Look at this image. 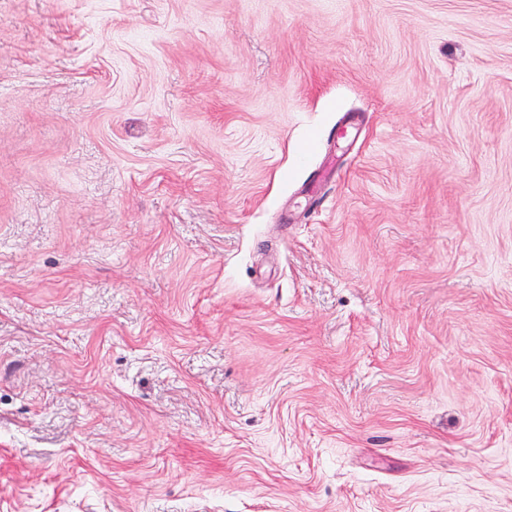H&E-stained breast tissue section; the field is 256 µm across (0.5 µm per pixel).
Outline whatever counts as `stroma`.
Returning a JSON list of instances; mask_svg holds the SVG:
<instances>
[{"mask_svg": "<svg viewBox=\"0 0 512 512\" xmlns=\"http://www.w3.org/2000/svg\"><path fill=\"white\" fill-rule=\"evenodd\" d=\"M0 512H512V0H0Z\"/></svg>", "mask_w": 512, "mask_h": 512, "instance_id": "stroma-1", "label": "stroma"}]
</instances>
